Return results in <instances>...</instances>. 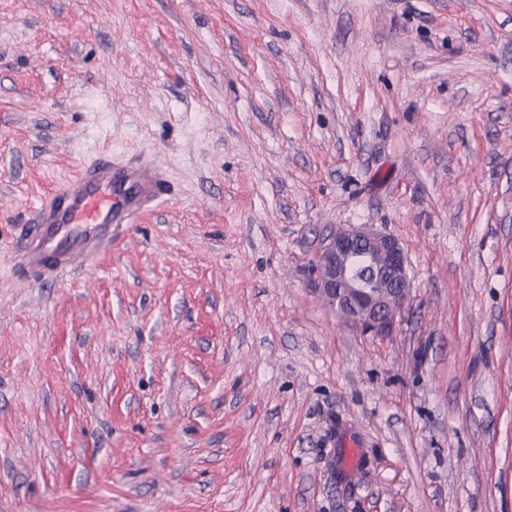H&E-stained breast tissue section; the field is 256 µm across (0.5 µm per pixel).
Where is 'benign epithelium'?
<instances>
[{
    "label": "benign epithelium",
    "instance_id": "7a95c632",
    "mask_svg": "<svg viewBox=\"0 0 512 512\" xmlns=\"http://www.w3.org/2000/svg\"><path fill=\"white\" fill-rule=\"evenodd\" d=\"M357 252L379 261L387 288L353 276ZM314 270L317 295L337 314L380 336L391 333L410 288L407 256L397 238L371 224H353L324 242Z\"/></svg>",
    "mask_w": 512,
    "mask_h": 512
}]
</instances>
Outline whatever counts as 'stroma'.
Listing matches in <instances>:
<instances>
[{
  "label": "stroma",
  "instance_id": "35a3bbf8",
  "mask_svg": "<svg viewBox=\"0 0 512 512\" xmlns=\"http://www.w3.org/2000/svg\"><path fill=\"white\" fill-rule=\"evenodd\" d=\"M101 159L167 199L21 273ZM353 224L387 336L314 291ZM0 512H512V0H0ZM357 252L379 261L388 287L353 276ZM315 291L337 314L380 336L391 333L409 296L407 256L397 238L371 224H353L330 236L314 262Z\"/></svg>",
  "mask_w": 512,
  "mask_h": 512
}]
</instances>
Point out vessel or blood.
Instances as JSON below:
<instances>
[{"label": "vessel or blood", "mask_w": 512, "mask_h": 512, "mask_svg": "<svg viewBox=\"0 0 512 512\" xmlns=\"http://www.w3.org/2000/svg\"><path fill=\"white\" fill-rule=\"evenodd\" d=\"M164 194L156 166L108 160L87 165L71 186L39 204L34 223L21 235L22 268L56 280L89 265L111 243L117 225L134 223Z\"/></svg>", "instance_id": "1"}]
</instances>
